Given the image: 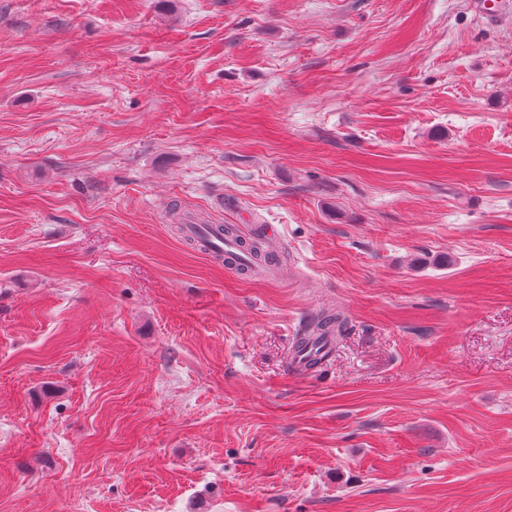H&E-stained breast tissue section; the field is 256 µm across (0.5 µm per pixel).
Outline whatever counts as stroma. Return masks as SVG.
I'll return each mask as SVG.
<instances>
[{"mask_svg": "<svg viewBox=\"0 0 512 512\" xmlns=\"http://www.w3.org/2000/svg\"><path fill=\"white\" fill-rule=\"evenodd\" d=\"M0 512H512V22L0 0ZM184 233L194 240L199 252L213 258H224L225 256L243 259L242 249L239 240L224 238L230 236L235 229L229 224H219L216 230L224 236L214 235L209 226L203 224H184ZM344 320L339 315L321 313L304 329L295 349H302L310 343H325L333 349L335 340L342 334Z\"/></svg>", "mask_w": 512, "mask_h": 512, "instance_id": "1", "label": "stroma"}]
</instances>
